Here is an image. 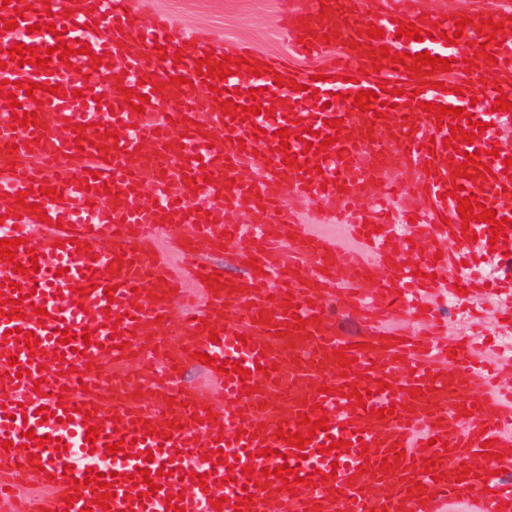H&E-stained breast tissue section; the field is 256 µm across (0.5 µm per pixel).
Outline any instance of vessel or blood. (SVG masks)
<instances>
[{
  "mask_svg": "<svg viewBox=\"0 0 512 512\" xmlns=\"http://www.w3.org/2000/svg\"><path fill=\"white\" fill-rule=\"evenodd\" d=\"M21 3L25 16L10 5L0 8V17L17 20V30L38 25L34 46L65 42L73 50V66L17 65L8 53L18 43L17 31L0 32V78L16 82L17 100L37 115L35 124L17 128L11 113L0 114V187L25 195L24 204L8 206L0 225L5 238L19 241L17 260L39 264L30 278L0 259V295L32 294L19 317L0 316V486L22 474L56 486L52 499H30L15 512H83L94 498L84 485L91 468L121 475L107 508L94 512H168L167 496L178 494L184 497L182 512H449L461 502L468 512H512V483L499 474L512 470V392L495 383L500 372L512 369V345L489 354L472 340L452 347L439 343L436 315L423 308L434 289L480 287L468 263L472 254L500 259L512 253V227L503 239L491 240L489 224H464L457 200L448 196L459 181L452 164L494 148V137L487 130L472 144L443 147L451 118L439 121L420 112L410 97L428 74L408 73L390 57L373 71L366 34L372 26L384 29L381 43L392 53L477 60L466 80L468 87H481L479 100L431 89L423 97L470 108L479 121L498 94L512 98V31L502 44L484 48L477 31L487 19L506 22L512 10L499 5L474 11L472 24L460 33L454 19L422 11L420 0L384 11L372 0H280L278 27L287 53L266 55L270 70L261 76L242 70L205 82L196 62L206 36H188L154 9L153 0H90V9L52 17L42 0ZM93 18L98 25L91 34L86 25ZM420 19L438 23V34L421 41L397 38L399 22ZM308 33L313 40L306 46L300 39ZM451 35L455 43L446 44ZM189 41L197 51H186ZM85 45L91 55L82 54ZM329 51L330 80L312 82L310 70L292 66L294 57ZM96 55L104 65L94 66ZM26 80L39 84L34 96L20 89ZM384 81L398 83L401 96L379 91ZM311 84L318 98H310ZM55 85L61 95L51 94ZM126 88L148 96L144 113L123 107ZM250 88L287 100L292 112L232 120L220 99L247 105ZM77 89L83 97H74ZM362 90L377 93L370 111L329 103L331 93ZM384 102L387 116L376 118ZM175 116L180 122L174 135ZM331 119L339 120L341 130L338 141L325 148L321 142L333 132ZM295 120L313 137L307 143L289 137L290 150L281 153L284 141L276 133ZM98 123L104 135H96ZM81 135L86 144H77ZM8 143L16 152L5 151ZM498 151L489 170L459 182L466 194L493 203L497 217L512 219V179L503 166L512 149ZM287 154L297 158V166L283 164ZM395 159L412 181H386L384 193L367 202L359 186ZM306 160L315 166L307 175L299 167ZM257 163L263 177L245 178ZM145 177L155 185L150 202L137 193ZM48 187L60 193L59 202L43 196ZM406 194L422 197L424 206H406L401 223L385 221L380 232L363 234L369 213H382L388 199ZM288 195L335 199L333 221L353 248L339 247L284 212ZM28 203L39 204L52 221H63L54 236L64 247L32 237L29 227L38 218L25 214ZM245 210L257 214L247 234L233 222ZM187 223L193 233L183 253L192 273L214 277L215 266L200 265L197 258L228 236L237 240L250 267L246 278L223 279L205 289L203 306L176 316L179 278L164 268L153 239L159 230L179 235ZM466 226L476 239L463 234ZM367 278L370 291L357 290ZM108 286L116 289L110 298L104 293ZM81 287L86 296H78ZM37 305L45 306L46 317L34 314ZM229 305L238 308L239 319H225ZM408 311L428 322V329L414 336L395 333L391 319ZM111 315L122 318L117 328L106 325ZM16 328L36 334L39 353L16 343ZM65 328L74 334L68 345L58 341V330ZM86 328L92 332L87 343L81 338ZM144 336L171 364L190 361L195 352L214 357L208 371L224 393L220 413L207 415L211 397L200 387L172 388L170 403H157L138 396L141 384L131 373L104 374L106 363L127 359ZM341 347L342 357L336 354ZM224 360L249 369V379L218 371ZM384 382L389 388L383 392ZM244 385L251 394H240ZM357 390L362 398H354ZM43 407L50 412L45 423L37 414ZM68 408L75 411L70 422L63 418ZM381 408L386 415L380 419ZM307 414L327 418L330 428L316 432L300 459L276 433L301 432ZM91 425L98 428L93 444L86 440ZM27 427L47 437V445L24 444ZM342 439L350 441L349 452L324 453V446ZM119 440L132 443L131 455L107 454L108 442ZM61 441L67 444L62 453L56 450ZM267 448L274 456L263 457ZM31 453L39 454V468L30 465ZM168 461L179 466V475H160ZM285 464L301 479L292 493L273 475L256 481L247 474ZM146 468L154 471L152 484L159 489L143 503L138 495L149 490L141 475ZM194 472L205 475L206 484L185 491L183 480ZM70 495L75 501L69 505ZM215 498L220 508L212 507Z\"/></svg>",
  "mask_w": 512,
  "mask_h": 512,
  "instance_id": "vessel-or-blood-1",
  "label": "vessel or blood"
}]
</instances>
